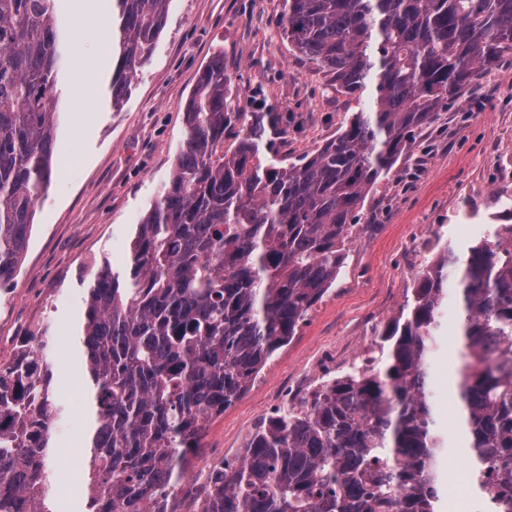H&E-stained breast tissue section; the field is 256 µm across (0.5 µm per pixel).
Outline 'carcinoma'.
<instances>
[{
    "instance_id": "carcinoma-1",
    "label": "carcinoma",
    "mask_w": 512,
    "mask_h": 512,
    "mask_svg": "<svg viewBox=\"0 0 512 512\" xmlns=\"http://www.w3.org/2000/svg\"><path fill=\"white\" fill-rule=\"evenodd\" d=\"M118 58L112 110L150 57L170 0H113ZM288 43L348 94L368 95L336 136L287 167L267 161L260 127L230 152L224 55L184 104V144L128 246L102 267L82 326L94 421L89 512H439L444 434L430 362L456 280L464 338L456 400L467 463L512 512V224L460 256L445 246L378 356L261 425L239 467L184 481L211 416L240 400L344 267L370 191L405 143L482 72L512 54V0H284ZM57 0H0V284L27 248L51 179L57 129ZM0 366V512H49L58 410L30 333Z\"/></svg>"
}]
</instances>
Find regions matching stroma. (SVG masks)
<instances>
[{
    "label": "stroma",
    "instance_id": "1",
    "mask_svg": "<svg viewBox=\"0 0 512 512\" xmlns=\"http://www.w3.org/2000/svg\"><path fill=\"white\" fill-rule=\"evenodd\" d=\"M283 0H171L165 28L132 80L122 111L111 107L112 0H62L65 52L59 73L63 118L53 171L39 201L28 249L14 277L0 285V361L9 362L30 332L52 327L46 359L60 414L52 428L58 464L52 512H84V467L69 470V449L85 446L92 422L77 344L93 268L121 269L137 224L167 181L180 150L184 104L216 52L224 54L229 99L248 120L287 114L284 133H265V155L298 162L346 124L363 100L336 90L288 44ZM92 104L70 110L73 89ZM512 151V56L485 71L439 120L407 142L390 174L371 190L347 264L328 293L268 362L245 396L213 416L193 468L242 456L250 436L276 411H288L319 388L318 368L335 361L334 376L368 366L374 329L395 316L432 254L412 259L416 238L436 235L456 252L486 236L490 225L512 224V183H485ZM488 184L496 202L487 214L466 213L473 186ZM457 301L449 299L446 336L433 361L437 412L448 430V460L463 465L466 440L453 428L450 381L461 339Z\"/></svg>",
    "mask_w": 512,
    "mask_h": 512
}]
</instances>
